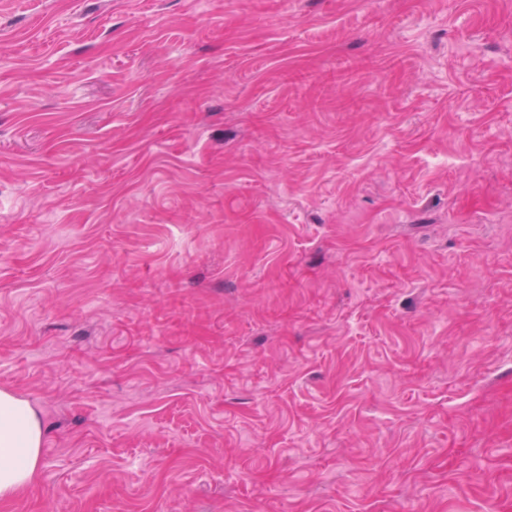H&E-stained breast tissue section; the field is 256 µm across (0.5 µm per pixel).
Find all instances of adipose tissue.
<instances>
[{"instance_id": "adipose-tissue-1", "label": "adipose tissue", "mask_w": 512, "mask_h": 512, "mask_svg": "<svg viewBox=\"0 0 512 512\" xmlns=\"http://www.w3.org/2000/svg\"><path fill=\"white\" fill-rule=\"evenodd\" d=\"M43 428L33 407L0 391V501L13 498L33 480L40 464Z\"/></svg>"}]
</instances>
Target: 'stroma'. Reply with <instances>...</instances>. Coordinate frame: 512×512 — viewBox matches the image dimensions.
I'll return each instance as SVG.
<instances>
[{"mask_svg": "<svg viewBox=\"0 0 512 512\" xmlns=\"http://www.w3.org/2000/svg\"><path fill=\"white\" fill-rule=\"evenodd\" d=\"M0 512H512V0H0ZM43 428L33 407L0 391V501L13 498L39 468Z\"/></svg>", "mask_w": 512, "mask_h": 512, "instance_id": "1", "label": "stroma"}]
</instances>
